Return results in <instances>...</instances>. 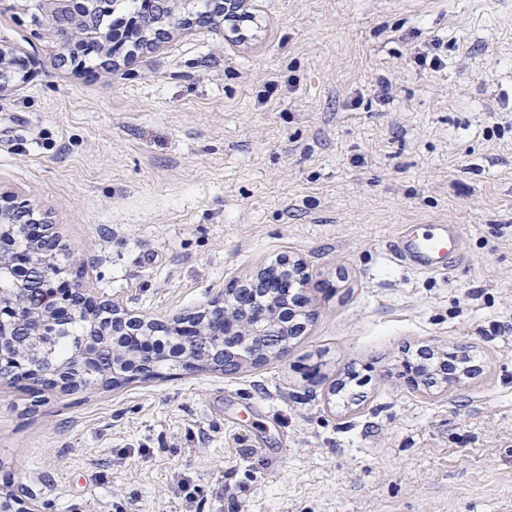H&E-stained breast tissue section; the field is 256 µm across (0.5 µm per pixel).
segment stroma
<instances>
[{"mask_svg":"<svg viewBox=\"0 0 512 512\" xmlns=\"http://www.w3.org/2000/svg\"><path fill=\"white\" fill-rule=\"evenodd\" d=\"M0 94V207L34 208L101 300L169 321L288 258L312 318L286 357L46 391L0 381V493L39 512H512V0H247ZM439 44V70L416 46ZM389 82L388 98L378 94ZM458 224L422 273L386 247ZM423 345L477 373L413 389Z\"/></svg>","mask_w":512,"mask_h":512,"instance_id":"35a3bbf8","label":"stroma"}]
</instances>
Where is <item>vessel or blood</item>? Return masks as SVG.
Returning a JSON list of instances; mask_svg holds the SVG:
<instances>
[{"instance_id":"b4317fda","label":"vessel or blood","mask_w":512,"mask_h":512,"mask_svg":"<svg viewBox=\"0 0 512 512\" xmlns=\"http://www.w3.org/2000/svg\"><path fill=\"white\" fill-rule=\"evenodd\" d=\"M461 228L456 224H418L400 228L391 252L415 270L438 271L439 259L456 262L459 256Z\"/></svg>"}]
</instances>
